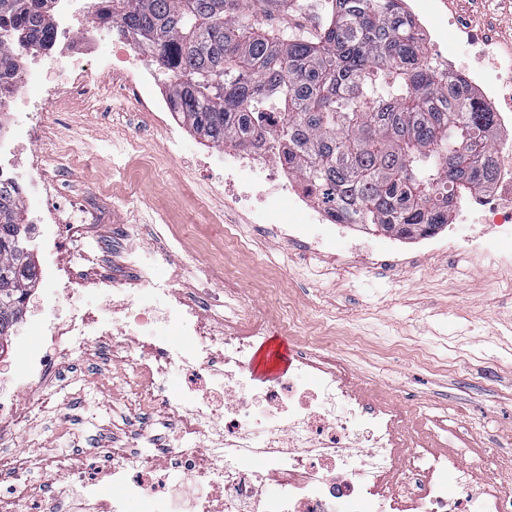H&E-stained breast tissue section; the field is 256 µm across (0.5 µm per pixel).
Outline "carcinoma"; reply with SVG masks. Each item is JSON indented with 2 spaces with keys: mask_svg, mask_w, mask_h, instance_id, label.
Returning <instances> with one entry per match:
<instances>
[{
  "mask_svg": "<svg viewBox=\"0 0 512 512\" xmlns=\"http://www.w3.org/2000/svg\"><path fill=\"white\" fill-rule=\"evenodd\" d=\"M51 2L0 0V90L20 52L52 44ZM110 2L118 34L159 62L181 123L213 148L244 146L282 114L288 165L336 191L343 219L429 235L492 180L495 115L462 74L436 72L405 0H321L314 35L266 23L304 0ZM18 196L0 187V341L35 276Z\"/></svg>",
  "mask_w": 512,
  "mask_h": 512,
  "instance_id": "carcinoma-1",
  "label": "carcinoma"
}]
</instances>
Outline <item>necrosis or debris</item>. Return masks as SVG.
<instances>
[{
    "label": "necrosis or debris",
    "mask_w": 512,
    "mask_h": 512,
    "mask_svg": "<svg viewBox=\"0 0 512 512\" xmlns=\"http://www.w3.org/2000/svg\"><path fill=\"white\" fill-rule=\"evenodd\" d=\"M73 5L74 0L53 4L55 48L66 64V77L55 76L48 59L34 56L22 79L36 84L38 95L19 102L11 96L0 99V110L20 103L33 115L0 138V184L15 185L21 176L27 185L23 204L32 205L35 196L47 198V205L32 207L36 239L48 252L60 239L76 242L81 227L64 223L62 207L50 205L57 188L44 175L43 152H32L20 169L12 161L36 138L45 137L52 113L66 111L75 99L99 101L83 62L99 47L96 34L111 29L113 20L99 4L90 16L76 18ZM457 37L486 47L495 58V71L458 62L432 38L427 41L428 60L442 73L458 67L494 112L497 127L511 128L512 105H500L499 82L512 78V45L470 27L459 28ZM112 82L145 123L164 128L170 96L155 92L156 75L143 64L140 51L119 58ZM282 124L280 115H271L263 139L223 151V177L211 181L204 195L189 198L191 207L210 211L232 253L253 251L252 240L227 221L249 198L241 190L245 184L263 190L252 208V223H267L270 213L284 204L292 218L277 233L286 241L326 248L336 240V206L289 169L288 146L277 138ZM173 145L167 133L151 146L127 135L118 146L126 160V184L134 188L153 177L168 162ZM493 160L491 189L469 199L460 212L461 223L483 224L487 230L456 241L454 249L512 268V144L497 146ZM218 196L224 208L211 211L209 201ZM167 257L164 251L129 252L139 294L135 300L124 280L105 273L79 276L62 259L47 265L41 276L47 315L37 319L34 329L40 338L35 387L49 386V360L108 343L113 362L131 369V395L162 409L174 429L170 443L160 448L133 442L113 449L91 479L65 453H20L0 462V471L16 479L38 469L61 482L58 491L51 485L32 488L31 498L43 504V512H125L130 500L166 494L174 469L181 473L191 512H512V492L489 484L478 465L463 466L464 449L437 453L419 442L406 451L398 429L408 409L367 404L353 375L316 349L305 350L287 373L272 379L257 376L253 350L266 334L267 321L228 262L200 264L192 258L185 263V272L201 283L220 287L219 293L201 299L184 296L175 277L157 274ZM87 292L103 294L112 307L111 321L100 320L93 308L51 314L58 295ZM160 330L165 340H157ZM174 367L184 372L186 384L173 394L166 377ZM105 480L117 489L109 500L96 493L97 483Z\"/></svg>",
    "instance_id": "4bbe7bcc"
}]
</instances>
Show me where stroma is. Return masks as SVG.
<instances>
[{"label": "stroma", "mask_w": 512, "mask_h": 512, "mask_svg": "<svg viewBox=\"0 0 512 512\" xmlns=\"http://www.w3.org/2000/svg\"><path fill=\"white\" fill-rule=\"evenodd\" d=\"M99 58H89L87 68L104 85L101 107L73 104L58 113L51 133L59 141L81 133L94 143L95 152L80 165L61 169L50 163L46 170L59 185L61 203L76 201L93 211L86 234L97 247L99 268L125 279L128 245L116 238V224L157 206L182 217L187 206L183 192L205 187L204 166L214 150L183 129L185 142L159 185L146 184L130 194L114 185L112 195H98L96 182L111 183L123 165L112 152L113 142L134 131L145 140L153 136L152 130H140L120 92L106 86ZM193 219L195 237L158 267L159 276H169L194 251L204 261L217 257L219 244L211 239L206 215L197 211ZM474 230L471 224L444 225L434 236L435 251L417 261L413 255L419 238L396 241L380 229L357 224L321 256L255 225L244 227L255 239L256 252L277 269L278 299L300 329L334 320L337 339L331 352L371 388L373 398L424 406L427 418L417 427L424 436L434 432V419H446L448 447L470 443L469 457L483 459L486 478L512 485V474L494 463L495 457L512 456V271L474 261L467 273L448 275L449 265L457 261L448 252L449 237ZM394 252L398 266L379 267V260ZM102 354L99 347H90L79 367L57 360L52 407L0 439V453L67 452L82 468L102 462L112 443L126 441L147 414L129 393L125 369L105 365Z\"/></svg>", "instance_id": "1"}]
</instances>
